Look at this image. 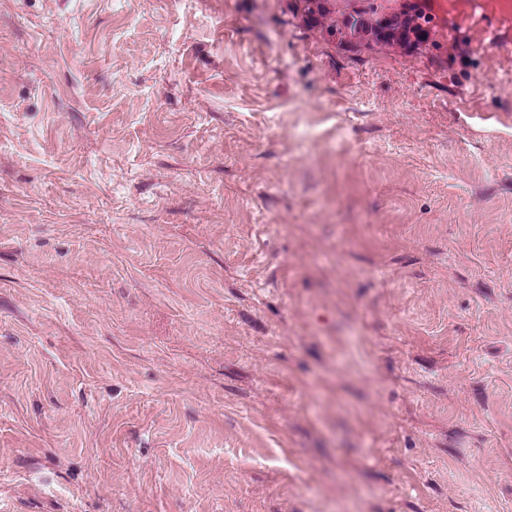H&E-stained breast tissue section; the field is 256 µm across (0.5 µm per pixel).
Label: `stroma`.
<instances>
[{
	"label": "stroma",
	"instance_id": "stroma-1",
	"mask_svg": "<svg viewBox=\"0 0 512 512\" xmlns=\"http://www.w3.org/2000/svg\"><path fill=\"white\" fill-rule=\"evenodd\" d=\"M0 0V512H512V29ZM293 10L300 13L304 23L311 28L321 27L330 35L345 37L348 43L370 47H398L407 56L431 53L440 56L443 46L431 37V16L422 10L409 7L407 10L379 16L377 8L369 4L366 8L350 14L337 15L329 9V0H294ZM433 51L437 53L434 54Z\"/></svg>",
	"mask_w": 512,
	"mask_h": 512
}]
</instances>
